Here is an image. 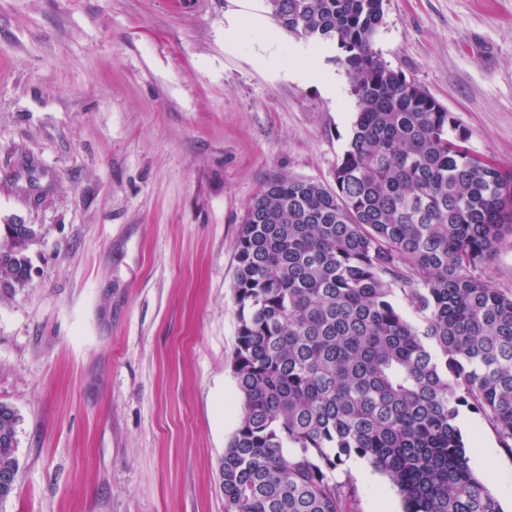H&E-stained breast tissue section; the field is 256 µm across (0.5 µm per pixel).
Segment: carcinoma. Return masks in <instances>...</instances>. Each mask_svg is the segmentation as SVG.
<instances>
[{"instance_id":"carcinoma-1","label":"carcinoma","mask_w":512,"mask_h":512,"mask_svg":"<svg viewBox=\"0 0 512 512\" xmlns=\"http://www.w3.org/2000/svg\"><path fill=\"white\" fill-rule=\"evenodd\" d=\"M280 27L333 41L358 100L336 188L275 179L236 242L225 512H345L336 470L367 461L402 512H502L458 426L479 413L512 455V293L491 264L512 235V170L388 67L385 0H266ZM34 224L0 225V296L30 284ZM18 412L0 402V505L16 486Z\"/></svg>"}]
</instances>
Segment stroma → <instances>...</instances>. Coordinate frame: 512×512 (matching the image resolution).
<instances>
[{
	"label": "stroma",
	"instance_id": "stroma-1",
	"mask_svg": "<svg viewBox=\"0 0 512 512\" xmlns=\"http://www.w3.org/2000/svg\"><path fill=\"white\" fill-rule=\"evenodd\" d=\"M242 10L275 51L247 22L225 35ZM308 45L266 0H0V224L43 234L0 298L20 416L0 512H225L240 225L272 179L334 186L358 111L336 45L287 78ZM374 48L512 169V0H386ZM459 426L512 512V455L478 414ZM366 467H344L354 512H402Z\"/></svg>",
	"mask_w": 512,
	"mask_h": 512
}]
</instances>
